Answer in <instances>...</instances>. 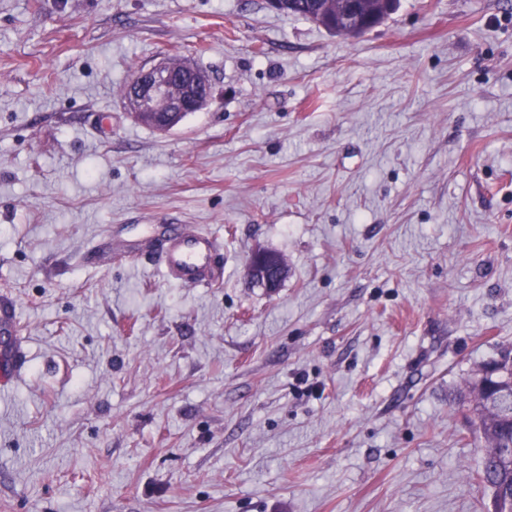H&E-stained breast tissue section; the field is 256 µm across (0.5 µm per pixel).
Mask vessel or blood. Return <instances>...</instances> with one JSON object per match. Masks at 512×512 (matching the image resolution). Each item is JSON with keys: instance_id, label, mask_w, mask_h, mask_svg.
Listing matches in <instances>:
<instances>
[{"instance_id": "obj_1", "label": "vessel or blood", "mask_w": 512, "mask_h": 512, "mask_svg": "<svg viewBox=\"0 0 512 512\" xmlns=\"http://www.w3.org/2000/svg\"><path fill=\"white\" fill-rule=\"evenodd\" d=\"M224 249L220 238L192 225L172 235L158 251V260L168 280L193 288L214 285L221 271ZM0 333L10 338L7 368L0 372V393H5L23 373L26 358L22 348L21 328L15 321L8 301L0 299Z\"/></svg>"}]
</instances>
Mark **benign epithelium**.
I'll return each instance as SVG.
<instances>
[{
	"label": "benign epithelium",
	"mask_w": 512,
	"mask_h": 512,
	"mask_svg": "<svg viewBox=\"0 0 512 512\" xmlns=\"http://www.w3.org/2000/svg\"><path fill=\"white\" fill-rule=\"evenodd\" d=\"M175 83L181 85L182 94L172 99L170 91ZM212 96V81L203 72L194 67L174 71L167 63L160 62L148 68L146 80L131 91L126 103L137 120L145 113L155 114L152 127L165 133L177 125L180 115L202 110ZM249 272L270 290L278 288L284 277L279 260L260 249L250 256Z\"/></svg>",
	"instance_id": "benign-epithelium-1"
}]
</instances>
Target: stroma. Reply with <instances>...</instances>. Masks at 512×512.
I'll list each match as a JSON object with an SVG mask.
<instances>
[{"mask_svg":"<svg viewBox=\"0 0 512 512\" xmlns=\"http://www.w3.org/2000/svg\"><path fill=\"white\" fill-rule=\"evenodd\" d=\"M175 54L214 97L162 134L124 93ZM177 224L222 235V284L87 254ZM2 291L0 512H494L454 398L512 345V0L356 37L267 0H0ZM248 266L251 275L269 290L278 288L284 277V270L279 260L262 249L255 250L251 254ZM1 332L9 336L11 344L10 352L3 356L7 357V368L0 376V393H6L21 377L26 358L22 348L21 328L14 319L11 304L3 298L0 299V334Z\"/></svg>","mask_w":512,"mask_h":512,"instance_id":"stroma-1","label":"stroma"}]
</instances>
